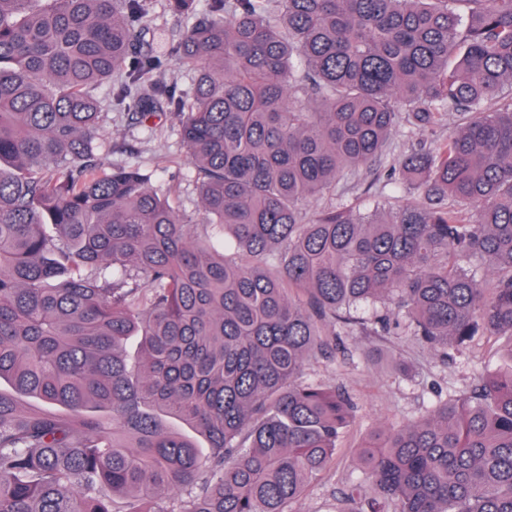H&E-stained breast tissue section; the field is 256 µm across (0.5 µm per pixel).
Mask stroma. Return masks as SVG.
Listing matches in <instances>:
<instances>
[{
    "label": "stroma",
    "instance_id": "obj_1",
    "mask_svg": "<svg viewBox=\"0 0 512 512\" xmlns=\"http://www.w3.org/2000/svg\"><path fill=\"white\" fill-rule=\"evenodd\" d=\"M96 95L105 112L104 133L97 154L104 168L135 165L152 176L158 192L178 186L177 206L193 221L202 211L196 171L186 157L176 115L164 114L147 123L132 119L112 100L111 83L97 86ZM461 119L449 113L446 125L427 131L399 126L392 134L389 152L360 167L356 176L340 180L335 192L303 202L307 214L331 207L372 208L375 201L417 204L400 172L402 158L419 141L440 140L455 133ZM354 324L337 325L340 343L334 352L317 356L304 372L308 381L343 386L358 406L333 461L310 483L290 512H337L342 493L361 480L360 452L375 434L401 426L424 415L437 403L463 398L480 374L496 373L512 358V338L478 336L466 349L445 358L411 335L402 315L391 314V329L369 336L359 327L370 319L371 309L354 311Z\"/></svg>",
    "mask_w": 512,
    "mask_h": 512
}]
</instances>
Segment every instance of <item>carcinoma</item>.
<instances>
[{
    "instance_id": "cac0c4a2",
    "label": "carcinoma",
    "mask_w": 512,
    "mask_h": 512,
    "mask_svg": "<svg viewBox=\"0 0 512 512\" xmlns=\"http://www.w3.org/2000/svg\"><path fill=\"white\" fill-rule=\"evenodd\" d=\"M167 2L185 91L144 0H0V512H289L357 415L302 380L351 310L512 337V0ZM105 81L179 116L204 223L102 169ZM450 110L422 204L302 211ZM361 462L341 512H512V365ZM154 77L168 84H172L178 90L189 88L193 79L191 72L179 68L173 62H170V60L164 61L163 66L154 72Z\"/></svg>"
}]
</instances>
